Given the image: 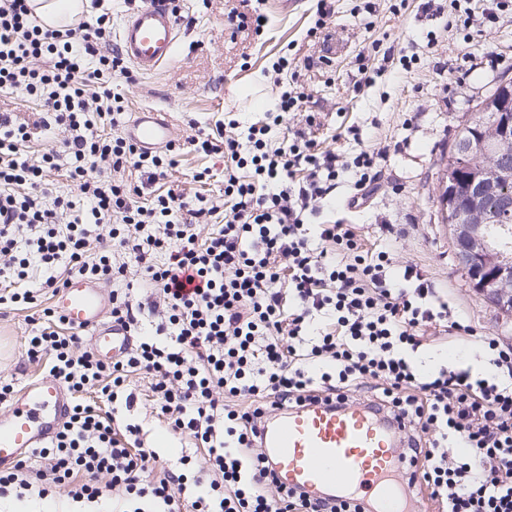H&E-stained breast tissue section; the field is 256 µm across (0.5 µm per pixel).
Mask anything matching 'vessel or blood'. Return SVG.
Segmentation results:
<instances>
[{"mask_svg":"<svg viewBox=\"0 0 512 512\" xmlns=\"http://www.w3.org/2000/svg\"><path fill=\"white\" fill-rule=\"evenodd\" d=\"M180 24L172 0H146L120 23L118 46L137 71L156 73L175 56ZM128 133L137 146L152 150L169 141L172 128L147 111L137 113ZM111 305L104 287L84 279L70 281L54 299L57 314L88 332L99 357L115 360L129 351L132 335L129 326L108 319ZM69 411V393L55 377L24 386L10 412L0 415V469L46 446ZM260 434L271 471L285 487L314 499L367 501L372 512H423L409 493L414 471L395 452L400 424L367 404L289 409L264 421Z\"/></svg>","mask_w":512,"mask_h":512,"instance_id":"obj_1","label":"vessel or blood"}]
</instances>
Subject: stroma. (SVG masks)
Listing matches in <instances>:
<instances>
[{
	"mask_svg": "<svg viewBox=\"0 0 512 512\" xmlns=\"http://www.w3.org/2000/svg\"><path fill=\"white\" fill-rule=\"evenodd\" d=\"M238 0H179L182 29L173 62L153 75L135 74L121 84L127 119L151 109L172 127V141L182 143L167 184L190 180L203 168L211 177L193 189L212 200L224 193V159L186 147L188 137L210 132L225 113L239 121V133L260 120L245 88L275 98L263 70L295 43L300 73L297 87L306 95L292 114L291 127L310 131L325 148L350 152L355 147L387 148L382 173L363 207L347 206L348 182L339 178L334 206L318 221L359 225L368 242L382 239L384 227L396 225L392 243L396 271L416 268L455 311L483 336L512 347V315L492 307L474 292L454 260L451 234L441 221L439 182L448 149L474 107L498 80L512 79V8L494 19L452 11L445 0H329L331 15L324 40L307 38L317 0H264L268 24L261 37L234 31L228 14ZM409 67H401V60ZM371 85H362V75ZM355 127L358 141L344 139ZM32 310L0 314V380L23 388L47 377L43 364L30 362L26 340ZM424 348L415 357L421 373L442 366L468 367L488 376L489 361L477 345L440 328L424 329ZM118 418L141 424L146 447L157 449L164 466L176 467L188 440L168 433L154 420L149 406L118 411Z\"/></svg>",
	"mask_w": 512,
	"mask_h": 512,
	"instance_id": "stroma-1",
	"label": "stroma"
}]
</instances>
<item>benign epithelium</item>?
<instances>
[{"label":"benign epithelium","instance_id":"benign-epithelium-1","mask_svg":"<svg viewBox=\"0 0 512 512\" xmlns=\"http://www.w3.org/2000/svg\"><path fill=\"white\" fill-rule=\"evenodd\" d=\"M491 121H478L491 128L495 147L481 164H470L466 174L450 168L439 186L450 225L455 259L469 276L471 287L501 311L512 312V244L494 241L491 213L482 209L484 200L498 191L502 174L512 171V79H503L488 102ZM466 193L459 194V181Z\"/></svg>","mask_w":512,"mask_h":512}]
</instances>
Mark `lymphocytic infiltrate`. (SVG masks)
I'll return each instance as SVG.
<instances>
[{
	"label": "lymphocytic infiltrate",
	"instance_id": "obj_1",
	"mask_svg": "<svg viewBox=\"0 0 512 512\" xmlns=\"http://www.w3.org/2000/svg\"><path fill=\"white\" fill-rule=\"evenodd\" d=\"M29 3L0 0V89L39 101L43 127L67 136L32 158L28 124L0 114V306L37 307L76 277L109 281L111 315L134 343L122 359L101 360L83 331L41 308L27 357L45 361L74 405L49 446L0 471V496L43 500L63 489L120 512H368L272 482L260 429L279 410L348 403L371 379L375 407L406 426L403 442L442 512H512V349L482 338L496 381L467 369L420 374L423 327L474 328L413 267L394 286L389 251L367 246L357 225L308 221L329 205L340 173L354 176L351 205L365 200L384 150L346 160L300 131L272 146L271 127L287 126L303 99L284 86L281 56L267 72L276 109L246 138L231 118L189 141L223 155V204L182 186L155 192L175 149L144 151L119 133L126 109L112 83L133 74L111 46L108 15L61 32L37 24ZM59 168L90 209L62 197L43 204ZM131 169L137 182L124 178ZM103 224L108 237L95 242ZM132 266L147 300L124 285ZM146 308L158 317L150 333ZM135 375L150 381L158 423L188 439L206 469L189 455L178 469L161 466L139 426L112 416L111 405L140 404ZM91 391L99 403L85 400ZM458 442L462 452L449 458Z\"/></svg>",
	"mask_w": 512,
	"mask_h": 512
}]
</instances>
